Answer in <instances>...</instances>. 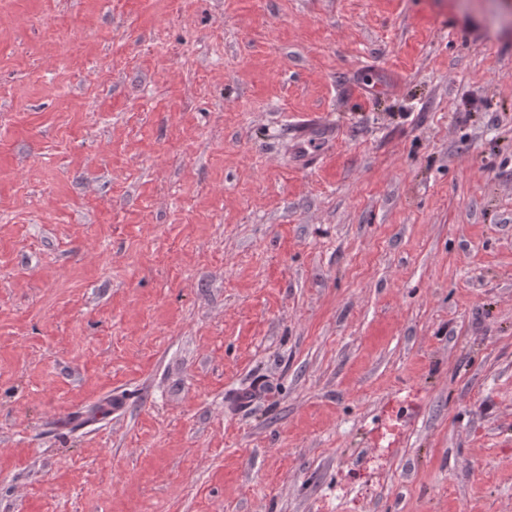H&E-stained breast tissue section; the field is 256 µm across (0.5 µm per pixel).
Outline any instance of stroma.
Returning <instances> with one entry per match:
<instances>
[{
    "label": "stroma",
    "instance_id": "obj_1",
    "mask_svg": "<svg viewBox=\"0 0 512 512\" xmlns=\"http://www.w3.org/2000/svg\"><path fill=\"white\" fill-rule=\"evenodd\" d=\"M0 512H512V0H0ZM415 407L416 403L410 394L399 390L390 407V413L385 417L384 423L381 425L377 424L371 429L370 434L373 443L383 448H393L394 445L390 439L391 437L395 438L398 436L396 430L403 413L408 410H414ZM384 441H388L387 445L383 444Z\"/></svg>",
    "mask_w": 512,
    "mask_h": 512
}]
</instances>
